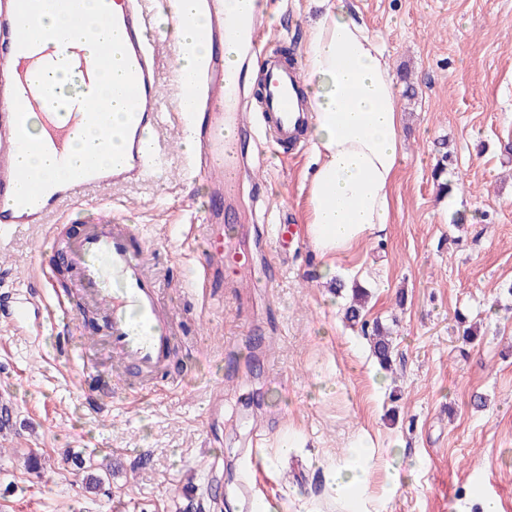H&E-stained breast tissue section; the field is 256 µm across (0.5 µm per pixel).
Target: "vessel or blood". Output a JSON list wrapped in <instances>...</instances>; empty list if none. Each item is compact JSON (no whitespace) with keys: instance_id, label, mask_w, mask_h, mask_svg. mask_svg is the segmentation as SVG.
Returning a JSON list of instances; mask_svg holds the SVG:
<instances>
[{"instance_id":"obj_1","label":"vessel or blood","mask_w":512,"mask_h":512,"mask_svg":"<svg viewBox=\"0 0 512 512\" xmlns=\"http://www.w3.org/2000/svg\"><path fill=\"white\" fill-rule=\"evenodd\" d=\"M32 4L33 0H0V227L48 223L64 203L79 200L88 189L138 181L158 162L155 131L161 114L152 20L142 0H123L115 17L138 90L123 163L51 187L36 204L15 203L18 144L14 99H21L26 112L41 115L48 132L46 148L61 149L86 123L85 111L76 102L71 104L70 117L64 124L44 114L42 102L47 92L37 87L35 80L51 72L50 64L38 65L31 78L23 77L14 67V51L31 36L27 20ZM269 6L270 0H242L240 10L229 12L224 0L199 2L207 19L202 36L210 43L211 52L189 90L192 110L183 114L182 120L195 138V169L198 175L208 177L212 194L218 199L234 190L242 174L245 155L237 132L245 122L247 98L255 99L259 122L278 146L296 144L309 121L310 111L297 97L299 69L281 57L268 55L260 85L252 90L247 87L249 62L260 49ZM205 221L204 263L199 275L204 287L217 288L221 280L213 276V269L223 268L234 255L225 250L224 240L217 233L224 221L222 210H211ZM137 243L133 225L105 222L89 226L75 246L42 255L39 277L43 287H52L56 266L69 265L76 275L74 290L103 306L106 339L114 358L128 371L147 378L168 366L176 333L173 319L162 307L159 279ZM0 311L21 327L37 328L50 318L49 309L40 305L32 292L12 294Z\"/></svg>"}]
</instances>
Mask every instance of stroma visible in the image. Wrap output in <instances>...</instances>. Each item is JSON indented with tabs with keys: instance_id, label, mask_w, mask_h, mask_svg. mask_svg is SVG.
<instances>
[{
	"instance_id": "obj_1",
	"label": "stroma",
	"mask_w": 512,
	"mask_h": 512,
	"mask_svg": "<svg viewBox=\"0 0 512 512\" xmlns=\"http://www.w3.org/2000/svg\"><path fill=\"white\" fill-rule=\"evenodd\" d=\"M273 2L264 39L300 64L317 7ZM346 3L383 38L395 82L416 91L400 101L406 158L392 222L332 271L364 285L366 319L391 329V369L344 320L347 299L329 290L303 235L309 144L248 163L224 211L251 261L225 266L220 291L198 287L209 190L182 146L181 47L147 0L162 165L88 190L52 224L67 244L109 216L138 227L174 313L177 366L147 383L123 378L89 341L95 310L67 288L68 327L51 321L35 337L0 317V402L14 417L0 433V512H249L252 495L270 512H336L325 478L358 440L377 512H482L488 495L512 512V0ZM280 217L288 231L270 237ZM46 231H0V296L35 287ZM87 347L94 378L115 387L104 411L84 383ZM30 455L40 470L25 467ZM81 459L112 463L97 492ZM409 468L413 478L386 492L389 471Z\"/></svg>"
}]
</instances>
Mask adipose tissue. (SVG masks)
I'll list each match as a JSON object with an SVG mask.
<instances>
[{
    "label": "adipose tissue",
    "mask_w": 512,
    "mask_h": 512,
    "mask_svg": "<svg viewBox=\"0 0 512 512\" xmlns=\"http://www.w3.org/2000/svg\"><path fill=\"white\" fill-rule=\"evenodd\" d=\"M303 59V94L311 108L306 135L313 155L305 235L322 257L350 250L392 221V189L403 155L398 89L381 38L353 19L344 0H320ZM196 0H174L166 20L184 51L182 85H191L208 52ZM349 478L333 472L327 492L345 512L366 498L360 467Z\"/></svg>",
    "instance_id": "ef3b65f1"
}]
</instances>
